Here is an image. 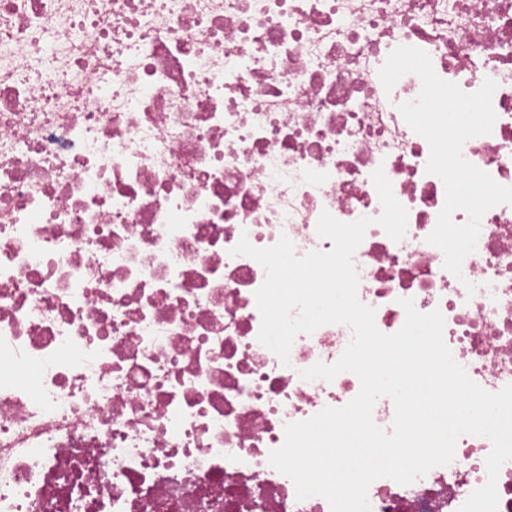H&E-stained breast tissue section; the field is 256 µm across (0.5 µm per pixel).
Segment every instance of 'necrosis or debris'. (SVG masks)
Returning <instances> with one entry per match:
<instances>
[{"label":"necrosis or debris","mask_w":512,"mask_h":512,"mask_svg":"<svg viewBox=\"0 0 512 512\" xmlns=\"http://www.w3.org/2000/svg\"><path fill=\"white\" fill-rule=\"evenodd\" d=\"M400 46L464 92L496 81L462 154L512 186V0H0V512H331L269 455L359 393L299 376L352 331L298 334L281 362L258 340L265 271L231 253L330 250L325 211L372 220L353 264L380 332L413 299L475 383L512 384V205L445 269V187L399 111L421 81L379 77ZM491 448L464 435L414 483L376 479L370 512H458Z\"/></svg>","instance_id":"obj_1"}]
</instances>
